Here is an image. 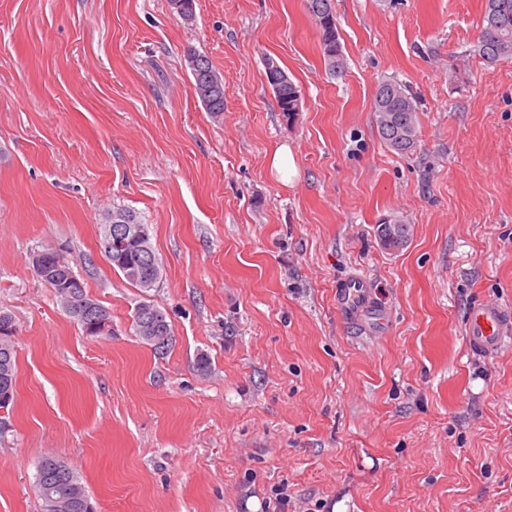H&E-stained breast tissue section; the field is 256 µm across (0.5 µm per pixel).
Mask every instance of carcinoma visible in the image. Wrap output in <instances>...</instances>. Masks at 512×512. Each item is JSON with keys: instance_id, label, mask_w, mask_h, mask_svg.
<instances>
[{"instance_id": "cac0c4a2", "label": "carcinoma", "mask_w": 512, "mask_h": 512, "mask_svg": "<svg viewBox=\"0 0 512 512\" xmlns=\"http://www.w3.org/2000/svg\"><path fill=\"white\" fill-rule=\"evenodd\" d=\"M336 45V59L339 63L328 65L326 69L332 76H341L344 72V55L339 41L337 27L319 28V46L323 59H328L327 45ZM479 56L486 62L494 64L498 61L512 59V0H486L484 26L477 48ZM390 83L396 87L397 97L387 102L388 111L374 112L378 136L389 150L406 155L416 150L418 145L419 113L415 97L408 92L406 86L394 79H382L379 84ZM409 129V137L399 141L394 139L395 130ZM376 236L380 243L389 249H398L408 241L409 225L397 217L387 219L376 226ZM100 251L111 264L132 286L144 291L156 287L150 280L151 273L141 268V252L134 242L123 248L105 250V242L99 241ZM136 336L157 352H164L172 344V330L167 335L157 336L150 340L140 330L138 322H132ZM0 346L9 349V354L0 353V395L8 394L9 404L16 398L17 366L14 341L1 339ZM49 456L42 457L35 476V488L41 500L40 512H67L61 502L76 495L89 496L76 468L66 464L64 475L58 476L46 470L45 463Z\"/></svg>"}]
</instances>
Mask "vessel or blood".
<instances>
[{
  "mask_svg": "<svg viewBox=\"0 0 512 512\" xmlns=\"http://www.w3.org/2000/svg\"><path fill=\"white\" fill-rule=\"evenodd\" d=\"M336 302L348 319L365 317L377 325L382 322L371 304L363 279L345 281L336 290ZM466 334L471 350L485 355L497 354L512 345V308L498 303L474 305L468 314Z\"/></svg>",
  "mask_w": 512,
  "mask_h": 512,
  "instance_id": "1",
  "label": "vessel or blood"
}]
</instances>
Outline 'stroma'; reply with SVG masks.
<instances>
[{
    "label": "stroma",
    "instance_id": "35a3bbf8",
    "mask_svg": "<svg viewBox=\"0 0 512 512\" xmlns=\"http://www.w3.org/2000/svg\"><path fill=\"white\" fill-rule=\"evenodd\" d=\"M330 76L306 0H0V310L17 401L0 512H40L36 467L74 466L98 512H512V347L468 348L512 304V60L477 52L485 0H333ZM224 81L206 112L188 51ZM274 57L301 89L283 118ZM416 95L418 147L380 141L379 80ZM292 172L270 168L276 150ZM152 229L141 291L100 251L113 207ZM402 216L404 247L384 248ZM50 245L112 316L86 335L37 276ZM365 278L377 334L336 307ZM151 300L166 354L134 334ZM207 355V373L196 369ZM318 26V25H317ZM319 46L322 57L324 59V63L326 65V69L329 74L332 76H342L344 72V55L342 51V47L339 41V34L336 25L333 27H319ZM332 42L336 45V59L340 61V63L329 66L328 55H327V45ZM192 55H195V56L205 59L204 65H203V72H201L200 74H197L196 72L195 73L191 72V74L193 76V80H194L195 92H196L198 98L200 99L201 103L207 110V112H211V114H214L215 116H217L224 110V91L220 92L219 94L213 95L212 98H209L207 100H205L199 94L198 86L206 80L207 76L210 73H212L215 76H217V74L215 73V71L213 69V65L207 56L197 53L196 51H190L187 54V57L192 56ZM376 236L384 247L398 249L408 241L409 226L402 219L393 217L377 224ZM466 334L471 350L497 354L512 343V308L498 303L474 305L468 314Z\"/></svg>",
    "mask_w": 512,
    "mask_h": 512
}]
</instances>
